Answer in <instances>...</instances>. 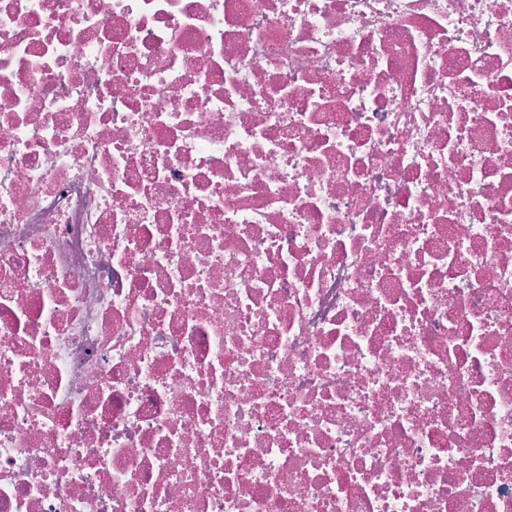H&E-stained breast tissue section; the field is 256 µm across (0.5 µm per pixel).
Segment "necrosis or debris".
Masks as SVG:
<instances>
[{"instance_id":"1","label":"necrosis or debris","mask_w":512,"mask_h":512,"mask_svg":"<svg viewBox=\"0 0 512 512\" xmlns=\"http://www.w3.org/2000/svg\"><path fill=\"white\" fill-rule=\"evenodd\" d=\"M0 512H512V0H0Z\"/></svg>"}]
</instances>
